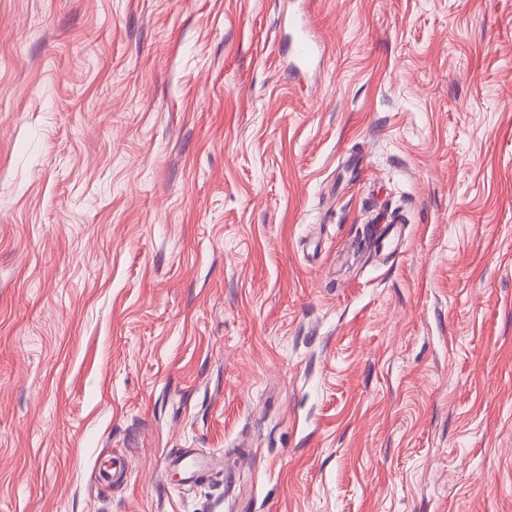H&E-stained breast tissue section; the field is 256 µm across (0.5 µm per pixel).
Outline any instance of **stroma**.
<instances>
[{"instance_id":"obj_1","label":"stroma","mask_w":512,"mask_h":512,"mask_svg":"<svg viewBox=\"0 0 512 512\" xmlns=\"http://www.w3.org/2000/svg\"><path fill=\"white\" fill-rule=\"evenodd\" d=\"M0 0V512H512V0ZM292 28L296 33L291 42V52L298 62L300 69H307L310 63L316 58L324 54V50L317 42H315L307 31L302 27L292 24Z\"/></svg>"}]
</instances>
